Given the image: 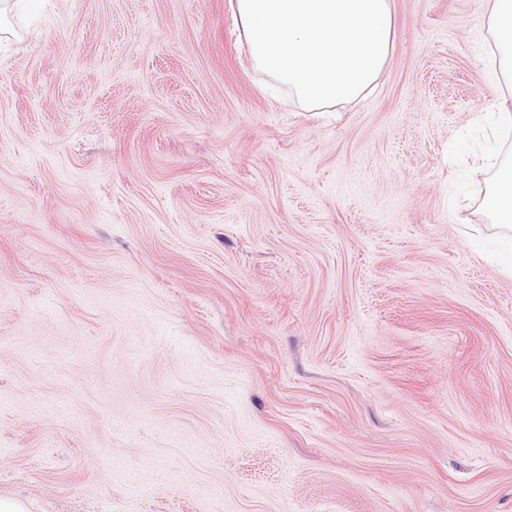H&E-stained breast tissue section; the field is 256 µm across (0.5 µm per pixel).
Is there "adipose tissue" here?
<instances>
[{"label": "adipose tissue", "mask_w": 512, "mask_h": 512, "mask_svg": "<svg viewBox=\"0 0 512 512\" xmlns=\"http://www.w3.org/2000/svg\"><path fill=\"white\" fill-rule=\"evenodd\" d=\"M255 67L309 109L347 103L379 79L392 48V0H233ZM495 67L512 83V0H486ZM483 208L506 228L512 268V162L498 167Z\"/></svg>", "instance_id": "1"}]
</instances>
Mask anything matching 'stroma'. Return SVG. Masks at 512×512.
<instances>
[{
    "label": "stroma",
    "instance_id": "35a3bbf8",
    "mask_svg": "<svg viewBox=\"0 0 512 512\" xmlns=\"http://www.w3.org/2000/svg\"><path fill=\"white\" fill-rule=\"evenodd\" d=\"M40 2L0 42V497L512 512L484 0H393L381 76L319 112L230 0Z\"/></svg>",
    "mask_w": 512,
    "mask_h": 512
}]
</instances>
